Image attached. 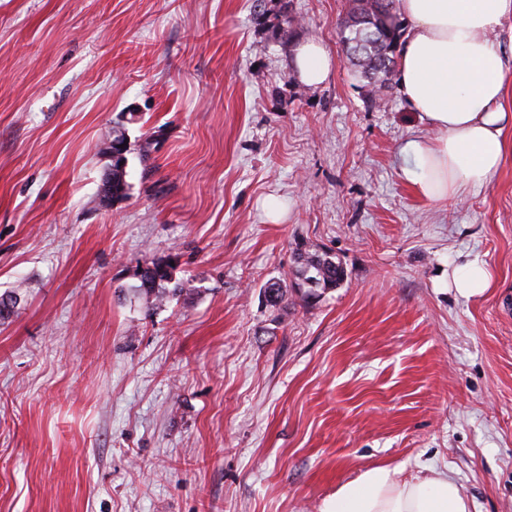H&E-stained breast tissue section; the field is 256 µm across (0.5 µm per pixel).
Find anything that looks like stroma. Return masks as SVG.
Masks as SVG:
<instances>
[{
	"label": "stroma",
	"instance_id": "obj_1",
	"mask_svg": "<svg viewBox=\"0 0 512 512\" xmlns=\"http://www.w3.org/2000/svg\"><path fill=\"white\" fill-rule=\"evenodd\" d=\"M264 5L323 42L326 83L296 79L253 0H0V294L21 291L0 512H319L377 465L447 470L475 512H512V129L486 186L429 201L399 148L430 131L398 90L366 103L347 0ZM300 247L346 281L306 297ZM170 257L200 294L134 295ZM475 258L492 283L467 297L448 274ZM127 153L128 146L125 148V155L123 159V165H120L119 160H112V185H108L109 182L105 180V186H108V189H105V193H112V203L121 201L127 197V190L129 188V184L126 180L127 177Z\"/></svg>",
	"mask_w": 512,
	"mask_h": 512
}]
</instances>
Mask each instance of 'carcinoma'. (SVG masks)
<instances>
[{
  "instance_id": "cac0c4a2",
  "label": "carcinoma",
  "mask_w": 512,
  "mask_h": 512,
  "mask_svg": "<svg viewBox=\"0 0 512 512\" xmlns=\"http://www.w3.org/2000/svg\"><path fill=\"white\" fill-rule=\"evenodd\" d=\"M338 37L343 45L345 57L365 81L368 102L379 107L386 100V91L391 88L396 76L397 51L404 35L400 19L398 0H349L345 15L337 23ZM127 165L112 162V185L106 192L112 193V201L127 197L129 184L126 180ZM296 274L301 283H313L312 294L325 293L340 286L347 278L341 263L327 253H300ZM148 269L137 272V291L161 305L169 294L191 296L200 292V287L188 279L179 287L169 290L165 284L172 280L174 266L169 261H151ZM264 292L269 294L267 304L275 308L285 298L286 290L278 281L268 283ZM20 299L19 289L0 295V320L9 318Z\"/></svg>"
}]
</instances>
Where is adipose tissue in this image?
<instances>
[{
  "mask_svg": "<svg viewBox=\"0 0 512 512\" xmlns=\"http://www.w3.org/2000/svg\"><path fill=\"white\" fill-rule=\"evenodd\" d=\"M409 23L398 65V89L436 136L406 140L410 179L423 198L442 202L489 183L504 156L512 113L502 101L507 70L489 40L512 20V0H399ZM298 80L318 86L334 60L316 40L294 49ZM471 502L444 472L424 466L408 475L379 465L341 485L320 512H471Z\"/></svg>",
  "mask_w": 512,
  "mask_h": 512,
  "instance_id": "adipose-tissue-1",
  "label": "adipose tissue"
}]
</instances>
